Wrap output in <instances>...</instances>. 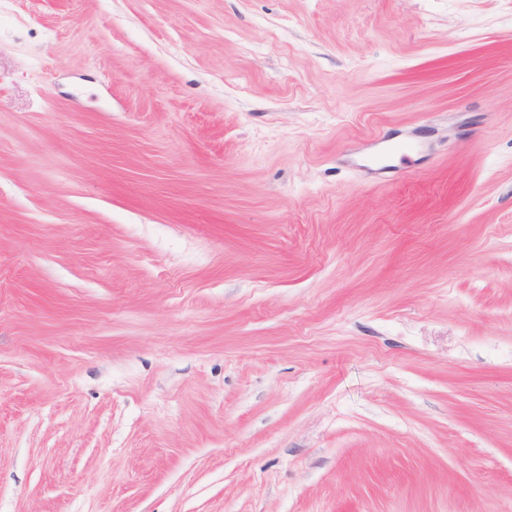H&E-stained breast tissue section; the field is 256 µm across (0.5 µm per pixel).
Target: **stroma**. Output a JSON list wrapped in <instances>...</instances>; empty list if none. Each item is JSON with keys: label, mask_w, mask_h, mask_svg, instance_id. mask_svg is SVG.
Listing matches in <instances>:
<instances>
[{"label": "stroma", "mask_w": 512, "mask_h": 512, "mask_svg": "<svg viewBox=\"0 0 512 512\" xmlns=\"http://www.w3.org/2000/svg\"><path fill=\"white\" fill-rule=\"evenodd\" d=\"M0 512H512V0H0Z\"/></svg>", "instance_id": "stroma-1"}]
</instances>
